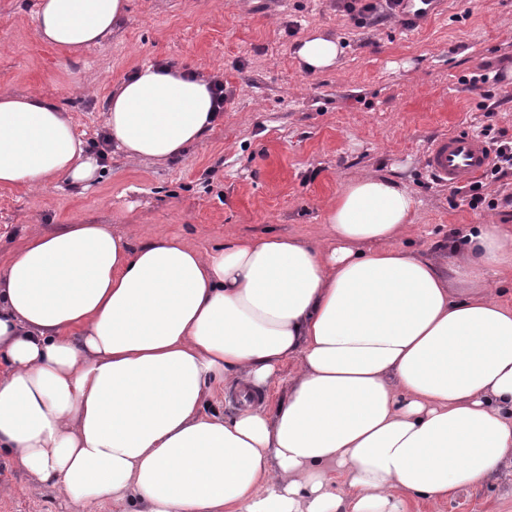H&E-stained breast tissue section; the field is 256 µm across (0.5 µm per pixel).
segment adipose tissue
Here are the masks:
<instances>
[{
    "label": "adipose tissue",
    "mask_w": 512,
    "mask_h": 512,
    "mask_svg": "<svg viewBox=\"0 0 512 512\" xmlns=\"http://www.w3.org/2000/svg\"><path fill=\"white\" fill-rule=\"evenodd\" d=\"M126 0H40L54 48L98 45ZM314 32L297 55L332 68ZM116 148L164 163L201 144L216 114L202 80L145 64L105 105ZM66 112L0 96V185L99 177ZM415 201L393 179L350 180L326 239L231 236L204 253L178 238L131 247L72 224L0 270V453L74 505L126 512H405L488 481L512 459V232L477 225L441 264L399 248ZM297 367L275 410L206 415L215 388L246 394Z\"/></svg>",
    "instance_id": "1"
}]
</instances>
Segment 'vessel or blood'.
<instances>
[{"mask_svg": "<svg viewBox=\"0 0 512 512\" xmlns=\"http://www.w3.org/2000/svg\"><path fill=\"white\" fill-rule=\"evenodd\" d=\"M445 0H400L397 13L406 31H413L420 22L436 14ZM424 166L438 183L456 187L470 182L491 163V148L479 133L470 130L441 135L427 148Z\"/></svg>", "mask_w": 512, "mask_h": 512, "instance_id": "b4317fda", "label": "vessel or blood"}]
</instances>
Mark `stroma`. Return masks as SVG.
<instances>
[{
	"label": "stroma",
	"mask_w": 512,
	"mask_h": 512,
	"mask_svg": "<svg viewBox=\"0 0 512 512\" xmlns=\"http://www.w3.org/2000/svg\"><path fill=\"white\" fill-rule=\"evenodd\" d=\"M39 0H0V93L36 92L71 118L82 142L105 132L112 88L144 64L223 80L231 97L204 142L165 165L111 153L89 187L0 186V269L29 239L69 224L128 237L184 240L211 253L232 235L275 233L323 244L328 207L350 179L387 176L416 200L400 248L451 260L450 242L477 224H505L490 206L512 177L484 180L478 207L429 178L423 155L465 128L512 138V0H449L414 32L350 17L337 0H128L111 35L79 56L37 36ZM338 39L336 68L311 74L295 50L310 32ZM488 72L487 83L466 78ZM407 512H512V466L448 499ZM0 512H72L67 495L0 456Z\"/></svg>",
	"instance_id": "1"
}]
</instances>
